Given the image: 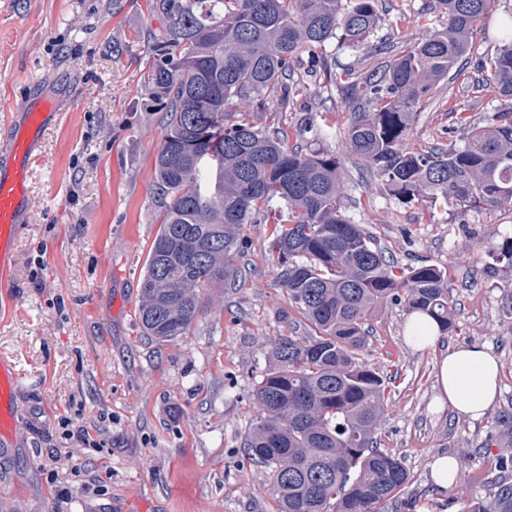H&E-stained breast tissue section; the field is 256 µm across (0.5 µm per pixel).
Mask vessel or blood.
<instances>
[{"mask_svg":"<svg viewBox=\"0 0 512 512\" xmlns=\"http://www.w3.org/2000/svg\"><path fill=\"white\" fill-rule=\"evenodd\" d=\"M58 104L47 95L10 113L0 126V297L14 286L15 244L32 206L31 174L39 159V143ZM20 380L12 360L0 358V444H10L18 428L14 398Z\"/></svg>","mask_w":512,"mask_h":512,"instance_id":"b4317fda","label":"vessel or blood"}]
</instances>
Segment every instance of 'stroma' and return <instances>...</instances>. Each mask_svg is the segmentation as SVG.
I'll return each instance as SVG.
<instances>
[{
    "instance_id": "1",
    "label": "stroma",
    "mask_w": 512,
    "mask_h": 512,
    "mask_svg": "<svg viewBox=\"0 0 512 512\" xmlns=\"http://www.w3.org/2000/svg\"><path fill=\"white\" fill-rule=\"evenodd\" d=\"M435 0H382L381 25L365 47L330 43L337 68L367 74L404 44L443 25ZM149 0H0V125L31 83L60 104L31 183L33 209L19 241L11 311L0 316V357L22 379L20 424L0 447V512H276L268 473L249 462L245 442L259 415L251 401L268 355L283 336L304 335L305 320L274 284L265 224L245 225L248 242L235 287L215 288L187 336L156 342L138 319L139 280L159 223L153 164L163 115L147 83V35L162 20ZM512 26V0H494L466 56L493 54ZM302 120L344 128L352 106L337 90L307 79ZM507 100L445 83L418 113L409 138L420 149L466 130L456 112L487 123ZM340 160L344 204L355 223L404 267L417 260L448 273L455 331L432 348L407 346V313L388 304L371 321L362 361L389 378L391 402L378 435L410 474L389 512H460L486 496L497 447L487 446L491 415L512 409V321L498 307L502 271L487 243L512 235V211L423 210L381 192L343 141L315 142ZM43 268H36L35 258ZM479 343L500 365V394L490 416L458 417L439 406L437 361L448 349ZM86 426L88 447L62 435L60 422ZM459 463L458 483L442 492L430 465Z\"/></svg>"
}]
</instances>
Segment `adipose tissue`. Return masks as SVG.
<instances>
[{"instance_id": "ef3b65f1", "label": "adipose tissue", "mask_w": 512, "mask_h": 512, "mask_svg": "<svg viewBox=\"0 0 512 512\" xmlns=\"http://www.w3.org/2000/svg\"><path fill=\"white\" fill-rule=\"evenodd\" d=\"M500 367L485 346L450 349L438 362L436 384L441 398L458 416L477 419L487 414L499 391Z\"/></svg>"}]
</instances>
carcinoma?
<instances>
[{
	"label": "carcinoma",
	"mask_w": 512,
	"mask_h": 512,
	"mask_svg": "<svg viewBox=\"0 0 512 512\" xmlns=\"http://www.w3.org/2000/svg\"><path fill=\"white\" fill-rule=\"evenodd\" d=\"M491 0H436L441 30L401 51L380 72L341 89L357 109L343 132L349 150L404 204L460 202L512 210V109L469 126L467 144L405 146L421 103L450 73L463 91L490 87L512 100V35L465 72L459 61ZM152 98L167 114L154 160L164 198L160 227L140 276L138 317L146 335L188 334L207 288H233L247 249L241 230L279 198L269 251L275 282L310 324L285 336L252 397L247 459L270 475L277 512H388L409 482L402 458L381 448L385 382L359 360L369 320L391 303L455 329L452 289L439 267L395 266L343 205L339 159L290 144L288 129L262 114L294 105L303 77L336 85L326 44L358 47L379 28V0H153ZM489 256L508 278L500 310L512 320V236ZM487 445L500 448L490 492L463 512H512V410L495 416Z\"/></svg>",
	"instance_id": "1"
}]
</instances>
